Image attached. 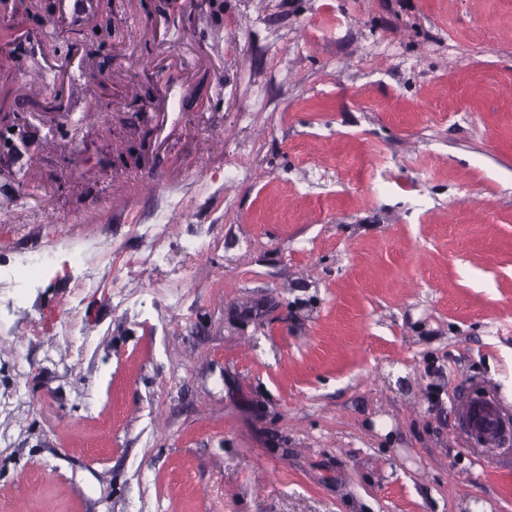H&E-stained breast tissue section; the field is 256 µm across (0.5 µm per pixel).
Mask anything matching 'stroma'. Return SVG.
Masks as SVG:
<instances>
[{
  "label": "stroma",
  "instance_id": "obj_1",
  "mask_svg": "<svg viewBox=\"0 0 512 512\" xmlns=\"http://www.w3.org/2000/svg\"><path fill=\"white\" fill-rule=\"evenodd\" d=\"M91 7L0 63L21 115L67 69L0 123V267L52 257L0 311V512H512L458 408L512 414V0Z\"/></svg>",
  "mask_w": 512,
  "mask_h": 512
}]
</instances>
